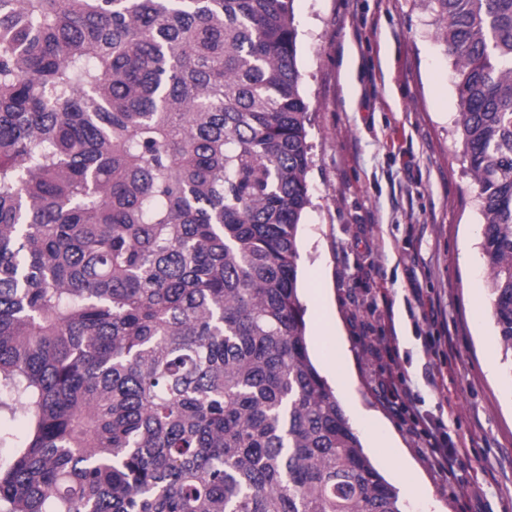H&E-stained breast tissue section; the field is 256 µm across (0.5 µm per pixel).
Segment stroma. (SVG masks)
<instances>
[{"instance_id":"obj_1","label":"stroma","mask_w":512,"mask_h":512,"mask_svg":"<svg viewBox=\"0 0 512 512\" xmlns=\"http://www.w3.org/2000/svg\"><path fill=\"white\" fill-rule=\"evenodd\" d=\"M294 15L313 156L298 238L309 353L404 512H512V366L485 310L454 60L419 0H294ZM400 378L410 397L391 395ZM421 418L460 449L454 475L433 468ZM404 458L417 492L401 488Z\"/></svg>"}]
</instances>
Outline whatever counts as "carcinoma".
<instances>
[{
  "mask_svg": "<svg viewBox=\"0 0 512 512\" xmlns=\"http://www.w3.org/2000/svg\"><path fill=\"white\" fill-rule=\"evenodd\" d=\"M512 352V0H419ZM294 0H0V512H404L313 364Z\"/></svg>",
  "mask_w": 512,
  "mask_h": 512,
  "instance_id": "cac0c4a2",
  "label": "carcinoma"
}]
</instances>
